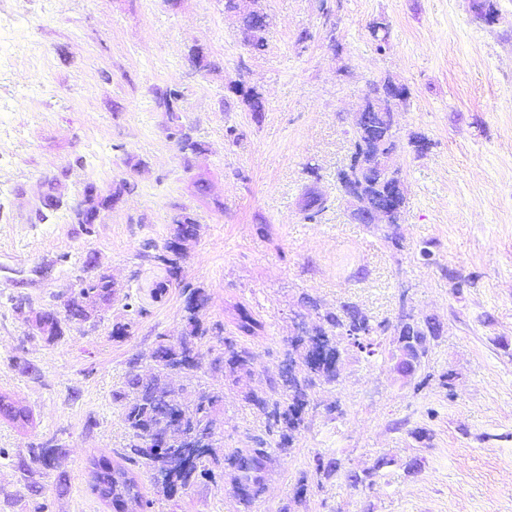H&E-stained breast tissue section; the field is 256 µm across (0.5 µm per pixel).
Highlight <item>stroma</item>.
I'll return each mask as SVG.
<instances>
[{
    "instance_id": "obj_1",
    "label": "stroma",
    "mask_w": 512,
    "mask_h": 512,
    "mask_svg": "<svg viewBox=\"0 0 512 512\" xmlns=\"http://www.w3.org/2000/svg\"><path fill=\"white\" fill-rule=\"evenodd\" d=\"M478 1L492 21L477 18ZM259 5L270 25L257 53L224 0H0V27L19 32L0 61V394L34 417L25 429L0 419V448L11 453L0 457V512H34L11 458L50 438L63 451L39 477L47 512H108L89 489L88 461L126 446L112 392L131 357L150 377L156 338L181 335L187 284L206 296L202 353L234 339L253 356L256 390L284 372L302 298L318 305L311 326L318 310L344 301L376 323L404 310L441 326L412 378L382 353L347 356L336 381L316 380L307 425L276 454L252 512H512V0ZM378 23L389 31L381 50L371 36ZM196 49L205 71L190 61ZM385 79L409 90L394 113L392 158L407 200L400 223L379 231L351 220L336 172L349 162L353 113ZM238 83L261 95V118L241 100L225 106ZM158 87L180 92L181 121L202 153L179 151ZM230 126L238 142L227 139ZM413 135L427 137L426 154L412 151ZM123 181L127 191L84 234L72 207L85 188L105 194ZM50 182L61 199L53 210L42 204ZM311 183L328 199L315 223L300 212ZM184 215L199 235L180 281L151 299L167 281L157 256ZM425 241L434 263L416 258ZM451 270L471 285L454 288ZM93 273L109 277L111 305L58 342L36 336L33 310L63 309ZM239 304L263 322L259 335L237 334ZM118 323L130 324L129 336L112 337ZM19 358L37 376L22 374ZM171 386L188 403L202 387L223 392L221 448L264 436V415L209 364L173 374ZM318 454L339 470L296 503V481ZM383 455L393 463L372 485L348 484L346 472ZM239 509L223 482L203 476L151 512Z\"/></svg>"
}]
</instances>
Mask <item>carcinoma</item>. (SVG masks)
<instances>
[{"mask_svg":"<svg viewBox=\"0 0 512 512\" xmlns=\"http://www.w3.org/2000/svg\"><path fill=\"white\" fill-rule=\"evenodd\" d=\"M243 28L250 33V46L256 52L264 48V37L269 21L268 15L259 7H251L241 14ZM232 94L247 103L253 116L258 118L264 104L254 91L229 87ZM155 100L159 108L168 113L173 124L171 137L175 138L180 152L196 154L201 144L194 139L191 128L180 123L174 103L178 100L174 89H156ZM396 103L386 102L373 113L374 122L383 131L390 133L389 139L378 146L371 140L352 134V155L362 156V166L355 173L340 169L336 173V185L341 194L349 196L355 181L364 180L366 204L374 206L389 197L388 183L378 179L379 157L384 151L398 147V135L394 130L393 112ZM126 183L121 182L112 192L85 196L86 211L101 213L112 206L113 200L125 191ZM326 209V199L314 188L305 190L300 205L303 219L313 223L321 218ZM200 225L191 218L176 221L173 236L166 245L174 258H161L167 264L170 279H178L180 266L177 257L184 255L188 242L197 238ZM112 299V284L105 275L93 276L82 281L78 294L64 306L62 318L53 312L45 315L44 326L39 337L48 343H55L64 337L72 324L82 323L92 313ZM206 297L200 288L184 289L185 330L174 340L159 336L150 358L155 362L156 372L148 379L129 374L122 387L112 392V400L121 409V415L129 435V443L120 452V458L127 463H140L150 475V487L154 493L167 500L175 498L190 487L197 477L213 473L212 467L223 466L224 482L229 484L243 512H251L254 502L262 495L274 461L273 449L268 442L257 439L251 448H234L228 452L214 440L216 416L224 394L201 389L193 403L186 404L169 384V376L184 370L201 367L200 345L209 332L202 312ZM236 330L242 336H256L263 330V322L255 317L244 305L236 306ZM320 325L317 337L292 342L297 357H288L293 365L291 379L270 378L267 389L257 392L247 385L251 376L253 357L246 350H238L229 339H224V351L211 362L214 370L224 371L232 382L241 387L246 402L261 411L268 423V432L278 434L279 450L284 451L292 444L294 434L305 427L310 401L305 387L317 378L335 381L339 372L331 367L340 352L341 342L336 337L354 332L367 341V355H373L381 343L368 335L377 329L371 319L354 303L343 302L334 310L319 314ZM393 328L403 339L411 340L419 349V365L426 363L433 342L440 335V326L434 322L419 319L398 320ZM0 416L19 428L32 424L31 410L10 398L0 395ZM156 436L168 438L165 448H156L148 440ZM61 452V447L49 440L28 449L25 456L19 455L14 467L25 482L29 494L35 498L42 495L43 487L36 479L38 468L47 466ZM393 463L387 457H380L372 468L346 475L350 485L357 487L372 484L373 478L383 468ZM312 475L317 483L330 478L337 471L333 459L321 456L313 458ZM89 486L110 509V512H133L131 507L141 509L150 504L148 491L124 465L102 455L89 461Z\"/></svg>","mask_w":512,"mask_h":512,"instance_id":"cac0c4a2","label":"carcinoma"}]
</instances>
